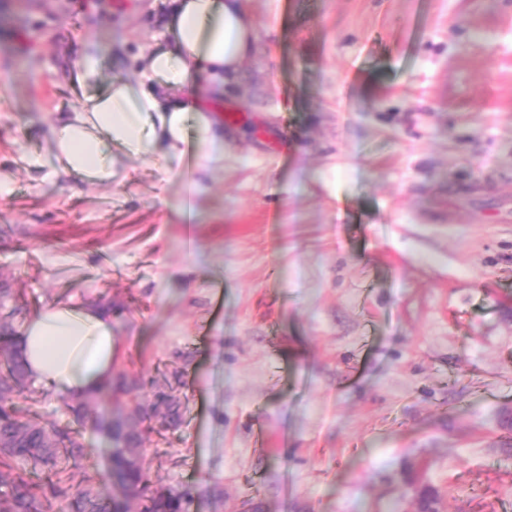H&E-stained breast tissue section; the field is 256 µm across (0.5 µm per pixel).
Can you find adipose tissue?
<instances>
[{"mask_svg": "<svg viewBox=\"0 0 512 512\" xmlns=\"http://www.w3.org/2000/svg\"><path fill=\"white\" fill-rule=\"evenodd\" d=\"M163 2L162 35L134 58L132 76H114L102 90L100 54L77 60L80 103L51 126L56 173L103 184L121 153L156 155L168 170L183 169L190 156L223 155L202 99L235 80L254 50L246 0ZM18 336L31 378L67 397L93 391L112 373V317L102 309L52 304L26 318Z\"/></svg>", "mask_w": 512, "mask_h": 512, "instance_id": "ef3b65f1", "label": "adipose tissue"}]
</instances>
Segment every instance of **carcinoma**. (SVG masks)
<instances>
[{"label":"carcinoma","instance_id":"1","mask_svg":"<svg viewBox=\"0 0 512 512\" xmlns=\"http://www.w3.org/2000/svg\"><path fill=\"white\" fill-rule=\"evenodd\" d=\"M14 295L0 288V512H46L47 495L68 500L69 512H189L188 493L155 488L148 479L142 460V432L136 422H146L165 407L161 425L172 427L181 418V403L169 395L156 402L140 399L139 386L124 372H117L98 391L111 399L125 397L134 402L131 416L103 415L96 412L92 396L65 403V411L75 422H92L105 427L112 440L110 476L121 496L108 498L92 485L77 488L61 485L59 475L81 467L87 451L77 430L42 423L32 406L21 408L17 400H30L33 381L21 360L16 336L18 305H9ZM26 463L47 474L44 485L33 483L16 472V464Z\"/></svg>","mask_w":512,"mask_h":512}]
</instances>
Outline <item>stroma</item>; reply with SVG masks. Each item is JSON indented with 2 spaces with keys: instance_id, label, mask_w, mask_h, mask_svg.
<instances>
[{
  "instance_id": "stroma-1",
  "label": "stroma",
  "mask_w": 512,
  "mask_h": 512,
  "mask_svg": "<svg viewBox=\"0 0 512 512\" xmlns=\"http://www.w3.org/2000/svg\"><path fill=\"white\" fill-rule=\"evenodd\" d=\"M256 48L205 98L194 178L52 172L90 50L158 0H0V288L30 316L112 302L116 367L182 404L144 433L189 512H512V0H246ZM40 159L41 169L30 167ZM71 483L113 494L110 442Z\"/></svg>"
}]
</instances>
